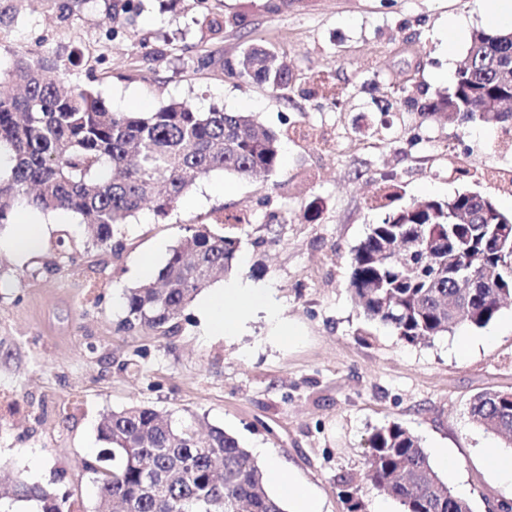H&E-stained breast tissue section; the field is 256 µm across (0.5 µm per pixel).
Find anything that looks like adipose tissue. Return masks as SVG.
Instances as JSON below:
<instances>
[{"label":"adipose tissue","mask_w":512,"mask_h":512,"mask_svg":"<svg viewBox=\"0 0 512 512\" xmlns=\"http://www.w3.org/2000/svg\"><path fill=\"white\" fill-rule=\"evenodd\" d=\"M15 220L18 224L15 234L0 239V250L24 258L38 247L45 221L31 208L20 209ZM259 312L265 315L268 341L281 343L295 339L294 326L283 317L274 289L266 285L249 280L231 281L204 296L198 304V315L208 336L240 335ZM263 460L269 480L292 500L294 512H321L319 500L287 477L275 457L267 454Z\"/></svg>","instance_id":"ef3b65f1"}]
</instances>
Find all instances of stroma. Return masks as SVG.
<instances>
[{"label": "stroma", "mask_w": 512, "mask_h": 512, "mask_svg": "<svg viewBox=\"0 0 512 512\" xmlns=\"http://www.w3.org/2000/svg\"><path fill=\"white\" fill-rule=\"evenodd\" d=\"M123 2L83 0L63 20L56 0H26L0 29V65L19 52L56 57L72 85L117 111L186 101L251 112L282 134V159L257 178L213 174L167 215L144 208L122 227L116 252L95 245L74 215L52 220L26 260L0 251V484L49 486L77 512H94L98 485L86 466L110 465L100 419L147 405L266 449L322 512H347L336 479L363 469L369 434L392 422L418 437L431 464L441 448L458 461L448 486L473 512L512 502V485L480 453L490 441L509 456L512 446L470 415L478 392H512V303L485 327L461 324L411 344L368 322L347 288L352 250L386 214L370 202L391 191L407 202L475 191L512 214V192L464 174L512 173L500 128L408 113L383 130L363 108L402 86L447 91L472 32L489 28L493 0H133L134 14ZM235 13L245 16L235 29L198 25ZM252 43L276 47L290 89L274 94L229 75ZM319 75L343 107L311 94ZM295 127L324 138L286 139ZM217 183L223 194H210ZM201 224L237 241L236 265L214 287L243 279L276 288L294 342H267L261 316L235 339L204 335L193 302L176 335L120 330L141 259L163 267L187 227ZM461 336L480 344L458 354Z\"/></svg>", "instance_id": "stroma-1"}]
</instances>
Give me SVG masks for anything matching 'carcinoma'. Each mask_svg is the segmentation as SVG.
<instances>
[{
    "label": "carcinoma",
    "instance_id": "cac0c4a2",
    "mask_svg": "<svg viewBox=\"0 0 512 512\" xmlns=\"http://www.w3.org/2000/svg\"><path fill=\"white\" fill-rule=\"evenodd\" d=\"M242 15L202 28L219 32L241 26ZM512 32L476 29L452 89L424 101L399 89L393 100L373 101L380 112L408 107L423 119L449 124L476 121L487 102L512 98ZM58 60L14 55L0 70V152L11 166L0 171V224L24 201L42 210L81 217L93 242L121 248L120 226L145 206L173 210L214 172L241 178L271 173L279 165L280 135L255 123L247 112L170 103L149 112H116L89 89L65 76L50 78ZM229 75L250 79L274 93L291 88L292 75L279 54L262 44L246 46ZM313 83L332 107L341 93L317 77ZM484 123L508 128L512 112L488 114ZM509 228L501 238L499 224ZM512 216L477 192L446 201L401 204L369 228L351 253L349 290L364 315L407 343L430 341L460 323L486 326L512 298ZM237 241L204 226L186 235L158 278L129 289L125 331L173 336L186 306L215 277L233 268ZM468 268L470 284L455 272ZM487 433L512 442V394L486 391L470 406ZM98 431L110 448L112 468L91 467L99 483L96 512H285L265 484L264 468L224 429L202 430L197 419L176 421L153 408L132 406L104 415ZM365 469L338 480L347 512H366L358 482L368 481L403 512H472L431 464L419 440L398 423L375 429L367 440ZM21 499L41 512H71L68 498L43 486L20 484Z\"/></svg>",
    "mask_w": 512,
    "mask_h": 512
}]
</instances>
